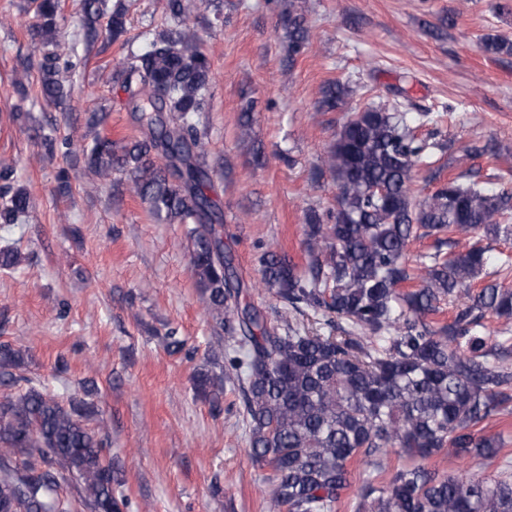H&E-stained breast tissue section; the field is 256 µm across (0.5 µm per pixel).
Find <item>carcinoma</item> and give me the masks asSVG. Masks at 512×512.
Returning a JSON list of instances; mask_svg holds the SVG:
<instances>
[{"mask_svg":"<svg viewBox=\"0 0 512 512\" xmlns=\"http://www.w3.org/2000/svg\"><path fill=\"white\" fill-rule=\"evenodd\" d=\"M104 0H81L88 29ZM33 28L44 50L39 92L61 104L70 87L61 77L70 61L58 39L59 0H33ZM203 0H168L182 28L163 30L131 51L120 76L142 137L121 145L97 134L73 152L103 181L124 177L150 213L184 225L189 270L209 316L224 329V370L193 376L198 397L214 403L224 381L238 386L252 460L269 469L267 512H334L352 485L357 461L372 467L363 480L357 512H512V475L467 478L439 475L417 463L450 448L458 457L512 453L485 435L484 422L512 401V345H490L475 331L479 315L512 316V289L489 276L491 243L512 238V191L466 174L443 180L435 166L444 144L418 135L440 116L410 113L395 99L350 113L320 166L339 186L336 210L306 216L307 261L299 267L269 246L260 284L286 309L318 316L312 327L270 326L245 297L231 257L224 252L222 216L207 195L210 168L199 132L212 80L208 56L186 20ZM127 0H115L107 27L123 35ZM288 61L305 53L309 31L302 10L285 18ZM487 55L512 52V42L487 37ZM336 79L322 91L320 110L333 112L350 95ZM35 139L49 156L69 142L57 128ZM432 168L436 189L417 197L414 169ZM0 168V224H18L31 209L28 190ZM473 233L489 241L464 252H442L443 236ZM435 238L436 250L413 273L412 240ZM22 262L14 247H0V270ZM420 284H415V280ZM463 295L453 320L440 327L426 317ZM21 350L0 344V382L15 381ZM94 406L83 399L62 405L34 386L0 399V512H71L61 494L72 481L88 512H123L115 493L120 470L107 456L102 429L89 427ZM393 450L405 463L388 469L380 457Z\"/></svg>","mask_w":512,"mask_h":512,"instance_id":"1","label":"carcinoma"}]
</instances>
